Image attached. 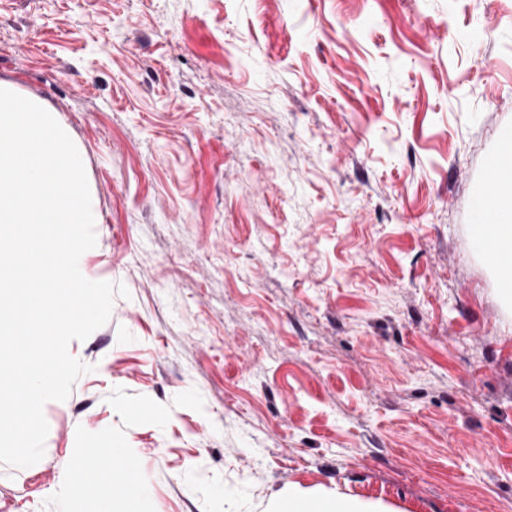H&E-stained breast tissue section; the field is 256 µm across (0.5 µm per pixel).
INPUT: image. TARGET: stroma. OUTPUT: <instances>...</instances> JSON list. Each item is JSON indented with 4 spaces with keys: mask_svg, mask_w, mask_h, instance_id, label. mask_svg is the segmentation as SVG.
I'll use <instances>...</instances> for the list:
<instances>
[{
    "mask_svg": "<svg viewBox=\"0 0 512 512\" xmlns=\"http://www.w3.org/2000/svg\"><path fill=\"white\" fill-rule=\"evenodd\" d=\"M0 80L80 151L124 286L0 512L126 448L140 512L291 486L512 512V303L473 241L512 132V0H0Z\"/></svg>",
    "mask_w": 512,
    "mask_h": 512,
    "instance_id": "1",
    "label": "stroma"
}]
</instances>
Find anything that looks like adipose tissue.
<instances>
[{
	"label": "adipose tissue",
	"instance_id": "obj_1",
	"mask_svg": "<svg viewBox=\"0 0 512 512\" xmlns=\"http://www.w3.org/2000/svg\"><path fill=\"white\" fill-rule=\"evenodd\" d=\"M483 233L492 245L491 258L497 270L512 284V202L501 201L495 222ZM127 449L87 448L76 456L68 468L65 484L78 485L85 497L96 506V512H112L111 485L122 487L126 512H138L144 493L136 467L129 461ZM269 512H392L379 501L364 500L338 492H305L291 490L279 494Z\"/></svg>",
	"mask_w": 512,
	"mask_h": 512
}]
</instances>
